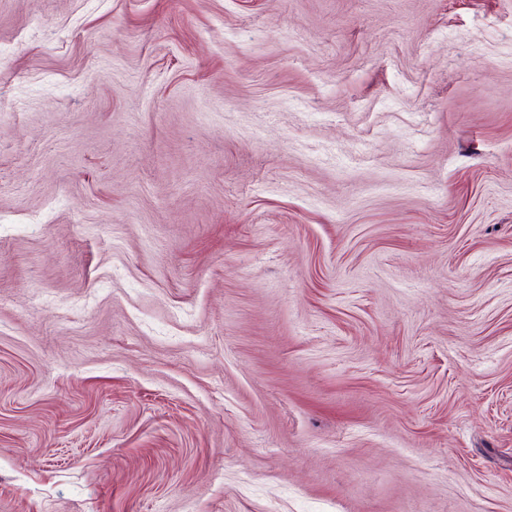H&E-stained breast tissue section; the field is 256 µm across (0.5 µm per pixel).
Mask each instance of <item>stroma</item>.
<instances>
[{"label":"stroma","mask_w":512,"mask_h":512,"mask_svg":"<svg viewBox=\"0 0 512 512\" xmlns=\"http://www.w3.org/2000/svg\"><path fill=\"white\" fill-rule=\"evenodd\" d=\"M0 512H512V0H0Z\"/></svg>","instance_id":"obj_1"}]
</instances>
